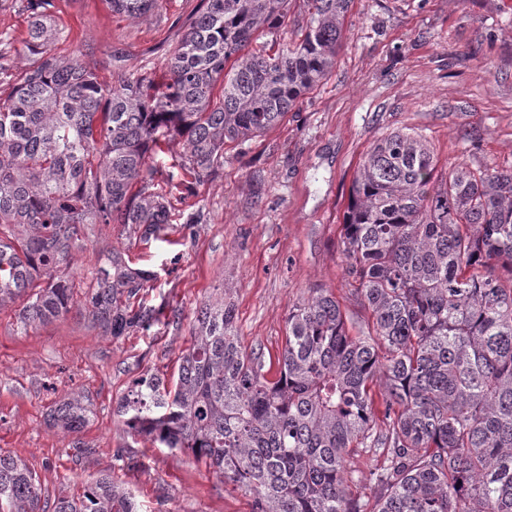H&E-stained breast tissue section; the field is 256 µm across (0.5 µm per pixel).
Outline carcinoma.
I'll use <instances>...</instances> for the list:
<instances>
[{
	"instance_id": "cac0c4a2",
	"label": "carcinoma",
	"mask_w": 512,
	"mask_h": 512,
	"mask_svg": "<svg viewBox=\"0 0 512 512\" xmlns=\"http://www.w3.org/2000/svg\"><path fill=\"white\" fill-rule=\"evenodd\" d=\"M157 2L106 0L133 19ZM295 2L202 0L163 82L132 74L105 87L57 50L52 0H26L22 70L0 33V308L22 302L25 329L75 303L104 336L154 325L140 297L152 272L108 256L76 298L72 251L90 224L146 238L169 223L150 164L160 142L183 140L190 194L224 165L226 142L276 126L327 79L353 0H303L301 39L278 40ZM436 167L426 139L395 131L356 169L343 253L368 335H350L336 297L314 288L288 314L272 376L262 351L242 348L233 304L208 299L174 389L146 375L121 399L130 433L205 461L254 512H364L348 485L359 448L376 458L372 512H512V170L455 165L437 185ZM89 413L84 393L66 392L52 426L77 436ZM0 512L137 510L110 474L51 501L24 461L0 453Z\"/></svg>"
}]
</instances>
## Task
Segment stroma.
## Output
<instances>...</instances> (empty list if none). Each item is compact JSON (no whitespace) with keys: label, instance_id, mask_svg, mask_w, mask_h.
Here are the masks:
<instances>
[{"label":"stroma","instance_id":"1","mask_svg":"<svg viewBox=\"0 0 512 512\" xmlns=\"http://www.w3.org/2000/svg\"><path fill=\"white\" fill-rule=\"evenodd\" d=\"M199 2L158 0L139 19L104 0H53V11L62 47L109 84L121 71L162 74ZM398 130L429 141L437 176L459 163L512 168V0H354L332 74L274 128L226 143L218 176L195 187L158 238L93 225L73 254L75 281L89 279L100 255L120 253L153 272L144 297L158 320L112 338L76 308L28 330L15 308L0 309V452L24 460L52 500L108 473L139 512H252L251 497L204 463L131 437L117 405L143 374L176 381L209 296L233 303L242 345L268 356L314 288L332 291L351 335H366L372 320L346 269L342 222L361 158ZM193 212L201 219L190 226ZM70 388L93 411L81 438L94 452L79 462L70 437L46 422Z\"/></svg>","mask_w":512,"mask_h":512}]
</instances>
